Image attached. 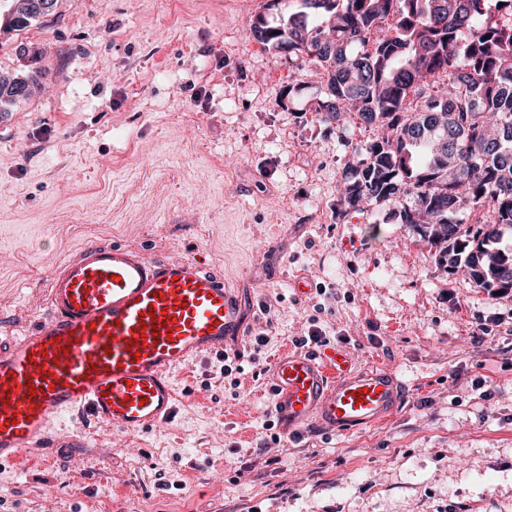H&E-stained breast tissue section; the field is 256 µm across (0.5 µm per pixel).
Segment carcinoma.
<instances>
[{"label":"carcinoma","mask_w":512,"mask_h":512,"mask_svg":"<svg viewBox=\"0 0 512 512\" xmlns=\"http://www.w3.org/2000/svg\"><path fill=\"white\" fill-rule=\"evenodd\" d=\"M280 22L251 24L259 44L307 56L327 76L315 111L330 124L355 112L377 137L343 182L346 211L397 202L401 223L422 229L448 267L463 264L489 296L512 290V250L496 247L512 230V0H299ZM42 15L19 9L8 29ZM440 90L421 112L408 97L429 82ZM32 74L0 72V108L34 97ZM490 205L479 228L459 214Z\"/></svg>","instance_id":"1"}]
</instances>
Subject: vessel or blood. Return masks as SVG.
I'll return each instance as SVG.
<instances>
[{"label":"vessel or blood","instance_id":"b4317fda","mask_svg":"<svg viewBox=\"0 0 512 512\" xmlns=\"http://www.w3.org/2000/svg\"><path fill=\"white\" fill-rule=\"evenodd\" d=\"M44 304V321L0 343V463L67 447L69 418L130 433L168 422L178 403L171 373L249 334L243 295L223 274L136 244H92L59 260ZM149 320L152 335L142 332ZM271 377V411L291 433L358 432L405 398L393 369L357 368L342 344L284 350Z\"/></svg>","mask_w":512,"mask_h":512}]
</instances>
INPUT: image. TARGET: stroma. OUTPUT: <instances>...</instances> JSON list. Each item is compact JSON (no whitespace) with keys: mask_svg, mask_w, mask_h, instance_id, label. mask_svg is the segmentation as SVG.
I'll return each mask as SVG.
<instances>
[{"mask_svg":"<svg viewBox=\"0 0 512 512\" xmlns=\"http://www.w3.org/2000/svg\"><path fill=\"white\" fill-rule=\"evenodd\" d=\"M280 13L272 0H57L0 31V70L42 84L0 114V316L43 319L59 258L127 242L223 273L251 332L174 373L169 424L131 436L75 421L72 448L0 468V512H512V292L444 267L399 205L340 212L373 131L325 123L321 68L251 38L257 16ZM298 276L313 286L303 300ZM314 333L402 377L390 421L348 435L275 425L271 365Z\"/></svg>","mask_w":512,"mask_h":512,"instance_id":"1","label":"stroma"}]
</instances>
